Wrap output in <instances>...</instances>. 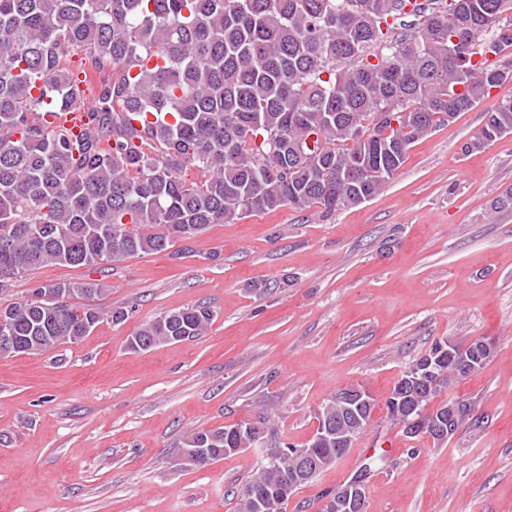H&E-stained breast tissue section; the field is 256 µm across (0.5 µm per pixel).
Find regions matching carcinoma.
<instances>
[{
	"label": "carcinoma",
	"mask_w": 512,
	"mask_h": 512,
	"mask_svg": "<svg viewBox=\"0 0 512 512\" xmlns=\"http://www.w3.org/2000/svg\"><path fill=\"white\" fill-rule=\"evenodd\" d=\"M0 0V293L50 264L98 266L190 241L283 207L327 213L369 201L394 179L413 145L512 82V0ZM80 57L74 67L70 60ZM98 105L74 133L47 117L80 106L81 84ZM397 123L392 137L373 125ZM512 134V97L499 100L466 153ZM194 169L198 181L187 178ZM65 297L101 296L98 280L59 282ZM25 303L12 323L18 346L39 355L83 340L104 318L94 305ZM213 310H170L129 336L133 352L201 335ZM426 350L395 382L404 388ZM465 372L446 357L409 402L448 418L459 397L443 390ZM353 386L317 414L357 439L374 407L353 412ZM387 416H409L395 403ZM241 424L190 433L184 449L216 459L253 448ZM289 455L263 458L237 512H282L288 484H306ZM336 436L302 449L315 474L345 455ZM262 487L264 505L249 491Z\"/></svg>",
	"instance_id": "1"
}]
</instances>
